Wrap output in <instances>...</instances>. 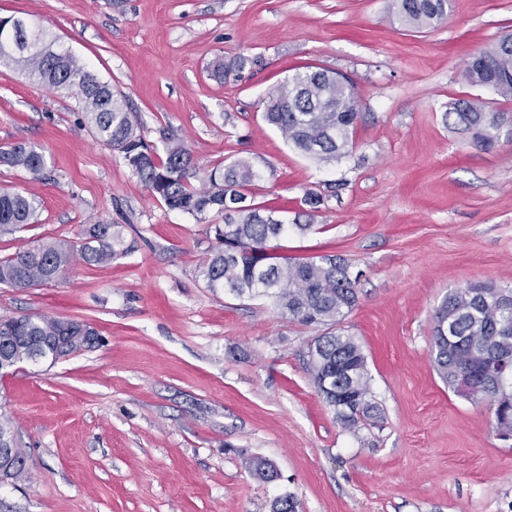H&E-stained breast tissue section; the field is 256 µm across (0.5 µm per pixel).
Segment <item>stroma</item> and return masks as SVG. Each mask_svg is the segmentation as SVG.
<instances>
[{
	"instance_id": "1",
	"label": "stroma",
	"mask_w": 512,
	"mask_h": 512,
	"mask_svg": "<svg viewBox=\"0 0 512 512\" xmlns=\"http://www.w3.org/2000/svg\"><path fill=\"white\" fill-rule=\"evenodd\" d=\"M0 16L43 27L108 82L149 144L171 135L205 171L251 162L255 202L311 226L278 239L279 254L336 255L358 276L335 331L360 345L379 409L344 428L305 367L325 326L207 288L210 223L154 199L74 93L2 65L0 146L42 149L46 178L0 167V189L40 202L37 223L0 236V258L78 240L98 220L121 225L135 250L75 262L44 286L0 285V314L77 318L103 339L0 375V415L28 470L0 481V512H271L285 494L298 512H512V444L431 355L449 292L512 288V140L486 151L443 120L462 95L512 113L462 78L473 54L512 33V0H450L446 21L420 32L400 25L392 0H0ZM241 57L244 69L215 77L217 61ZM306 65L345 74L359 95L353 152L330 164L263 119L268 92ZM309 192L323 197L318 211ZM251 457L277 479H254Z\"/></svg>"
}]
</instances>
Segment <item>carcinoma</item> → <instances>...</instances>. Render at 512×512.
I'll return each mask as SVG.
<instances>
[{"mask_svg": "<svg viewBox=\"0 0 512 512\" xmlns=\"http://www.w3.org/2000/svg\"><path fill=\"white\" fill-rule=\"evenodd\" d=\"M449 0H394L399 20L421 30L432 28L447 16ZM16 38L43 46L41 50L16 52L0 44V64L21 69L26 77L57 90L75 93L82 104L93 134L104 145L120 153L149 192L170 209L203 221L219 217L215 244L199 266L200 276L211 289L223 288L238 297L264 296L279 313L303 325L334 324L357 304V278L348 264L334 256L320 260H294L271 253V243L288 233H304L309 224H272L275 212L249 199L256 173L243 158L221 162L207 175L208 186L194 188L200 168L190 149L171 138L164 141V155L145 143L136 113L128 102L104 82L92 88L90 70L67 49L46 39L39 27L22 24ZM464 80L472 86L493 89L503 100L512 101V35L473 56L466 64ZM355 86L339 74L305 66L269 93L263 116L287 142L319 163H331L349 155L361 119L357 112ZM502 112H489L482 102L468 96L453 99L443 120L471 135L472 142L488 150L500 141ZM45 156L25 142L0 146V166L22 169L33 181L42 179ZM39 201L22 192L0 191V232L12 233L37 222ZM133 251L121 226L98 221L88 224L76 242L54 239L23 245L0 259V285L27 289L58 280L76 260L90 266L109 264ZM89 324L51 316H0V355L24 360L30 343L57 336L67 337L65 354L89 349ZM433 357L448 388L455 389L458 374L477 357L512 366V289L475 283L451 292L434 317ZM306 364L315 386L336 410L347 428L358 424V416H369L376 406L367 400L369 376L361 347L350 336L329 333L317 337L306 352ZM349 391L363 398L359 406L344 405L336 392ZM487 402L494 411L495 426H512V376L507 389L478 384L469 397Z\"/></svg>", "mask_w": 512, "mask_h": 512, "instance_id": "carcinoma-1", "label": "carcinoma"}]
</instances>
